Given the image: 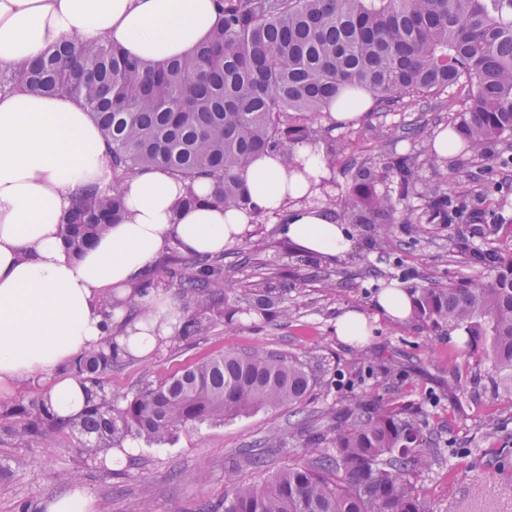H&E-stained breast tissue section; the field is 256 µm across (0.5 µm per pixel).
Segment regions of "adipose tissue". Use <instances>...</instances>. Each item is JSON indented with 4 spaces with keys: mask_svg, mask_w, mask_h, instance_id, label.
<instances>
[{
    "mask_svg": "<svg viewBox=\"0 0 512 512\" xmlns=\"http://www.w3.org/2000/svg\"><path fill=\"white\" fill-rule=\"evenodd\" d=\"M219 22L217 0H0V69L37 58L76 37H109L130 56L157 64L189 55ZM323 148L296 145L291 159L250 160L249 210L214 203L216 185H194L159 169L124 184L125 219L80 256L60 225L78 188L112 181L109 146L88 112L67 95L23 88L0 93V396L23 381L43 383L58 414L80 415L89 385L70 371L85 351L116 339L144 359L181 327L182 315L159 294L141 297L144 315L104 316V292L123 299L169 245L187 254H222L247 230L252 211L279 221V234L303 255H345L351 240L331 210L311 204L327 176ZM199 202L180 204L187 191Z\"/></svg>",
    "mask_w": 512,
    "mask_h": 512,
    "instance_id": "1",
    "label": "adipose tissue"
}]
</instances>
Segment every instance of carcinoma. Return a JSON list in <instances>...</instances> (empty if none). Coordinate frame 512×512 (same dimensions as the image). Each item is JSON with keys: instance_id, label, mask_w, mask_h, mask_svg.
<instances>
[{"instance_id": "obj_1", "label": "carcinoma", "mask_w": 512, "mask_h": 512, "mask_svg": "<svg viewBox=\"0 0 512 512\" xmlns=\"http://www.w3.org/2000/svg\"><path fill=\"white\" fill-rule=\"evenodd\" d=\"M220 7L209 39L156 66L108 38H74L0 72V90L23 85L75 97L108 142L112 183L79 188L61 224L72 252L81 254L122 219V186L145 167L189 183L212 178L216 202L248 207L246 163L326 142L336 125L321 118L351 88L372 95V112H433L434 95L466 87L465 108L448 126L463 149L492 158V145L512 139V0H220ZM436 161L414 148L355 164L336 219L360 226L383 219L372 228L379 249L390 224L451 223L458 198L422 176ZM386 174L396 180L381 189ZM486 257L490 280L417 288L412 317L435 336L464 331L466 355L488 361L495 381L512 391V258ZM166 272L196 304L182 339L204 335L224 262L174 254ZM245 297L253 311L288 314L265 277ZM125 364L115 342L107 354L79 358L76 372L95 398L77 418L59 416L44 398L3 415L21 419L29 433L74 430L91 438L81 451L96 456L128 437L163 444L187 426L261 409L295 411L311 388L297 358L256 349L213 355L131 394L105 391L100 376ZM430 445L412 407L354 395L288 466L248 484L225 475L224 512H426L418 477L437 460Z\"/></svg>"}]
</instances>
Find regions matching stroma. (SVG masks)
Masks as SVG:
<instances>
[{"label":"stroma","instance_id":"1","mask_svg":"<svg viewBox=\"0 0 512 512\" xmlns=\"http://www.w3.org/2000/svg\"><path fill=\"white\" fill-rule=\"evenodd\" d=\"M464 93L449 89L440 96L452 111L367 113L352 127L329 163L326 196L341 197L350 163L392 152L378 138L381 127L418 123L437 132L462 109ZM427 178L447 183L465 205L450 224H395L384 249H368L351 231L352 252L329 261L298 254L287 247L275 221L253 224L224 251V299L212 312L211 327L194 342L172 336L149 359L129 361L106 376L105 388L132 392L168 376L182 366L227 350L255 346L295 356L311 378V391L300 412L262 410L218 425L180 430L164 445L139 441L122 468L107 469L102 458L79 454L80 436L56 431L49 437L24 432L19 422L0 418V460L10 463L0 479V512H42L43 502L65 494L79 482L95 501L96 512H224V474L240 480L256 477L245 450L260 451L268 471L287 464L298 448L297 428H326L350 395L380 394L414 404L445 461L423 472L428 512H512V392L489 380L483 363L457 369L463 356L459 332L430 335L414 320L394 323L373 307L378 293L391 284L403 288L465 278H486L481 252L512 257V164L458 156L438 160ZM267 248L256 252V241ZM274 272L273 287L285 289L289 318L240 311L236 299L256 280L260 265ZM357 309L369 320L367 343L348 345L336 336V318ZM393 361L395 376L373 375L372 368ZM281 433L278 448L263 447Z\"/></svg>","mask_w":512,"mask_h":512}]
</instances>
